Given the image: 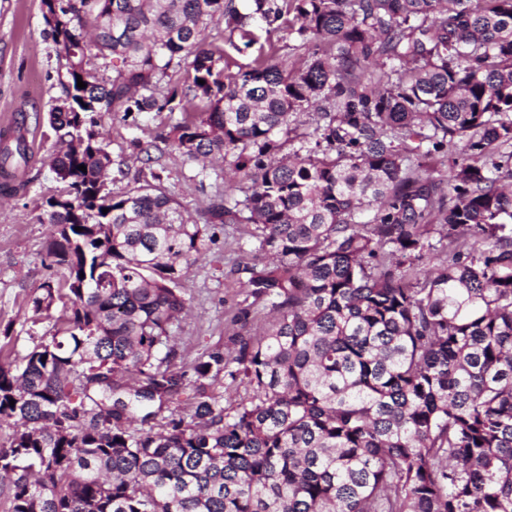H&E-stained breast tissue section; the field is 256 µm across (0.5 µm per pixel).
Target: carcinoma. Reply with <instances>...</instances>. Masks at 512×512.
I'll list each match as a JSON object with an SVG mask.
<instances>
[{
	"label": "carcinoma",
	"instance_id": "cac0c4a2",
	"mask_svg": "<svg viewBox=\"0 0 512 512\" xmlns=\"http://www.w3.org/2000/svg\"><path fill=\"white\" fill-rule=\"evenodd\" d=\"M42 11L65 60L46 115L64 201L31 304L69 315L0 363L10 512H512V0ZM220 22L239 53L266 33L235 73L205 37ZM164 111L182 118L135 157L169 143L238 183L196 217L153 170L108 179L102 117ZM29 160L0 135L1 191ZM217 223L268 263L235 269L241 331L177 370L182 281Z\"/></svg>",
	"mask_w": 512,
	"mask_h": 512
}]
</instances>
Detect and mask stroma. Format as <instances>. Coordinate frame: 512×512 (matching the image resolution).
I'll list each match as a JSON object with an SVG mask.
<instances>
[{
    "instance_id": "stroma-1",
    "label": "stroma",
    "mask_w": 512,
    "mask_h": 512,
    "mask_svg": "<svg viewBox=\"0 0 512 512\" xmlns=\"http://www.w3.org/2000/svg\"><path fill=\"white\" fill-rule=\"evenodd\" d=\"M41 0H0V118L16 115L33 134L26 181L18 194L0 195V344L22 354L48 335L62 305L33 315L31 298L50 272L43 262L52 226L45 222L50 197L61 183L49 166L54 138L44 117L62 94L63 61L45 33ZM169 113L151 112L131 124L106 119L108 150L123 172L116 188L134 184L139 166L128 161L132 137L150 141L168 131ZM154 169L163 173V186L191 213L205 209L223 181L203 175L198 166L176 160L170 151L155 153ZM213 241L205 260L191 267L182 282L190 312L177 332V366L195 359L207 346L224 344L237 332L232 316L243 292L234 269L248 262L263 267L268 258L240 245L234 224L212 226Z\"/></svg>"
}]
</instances>
